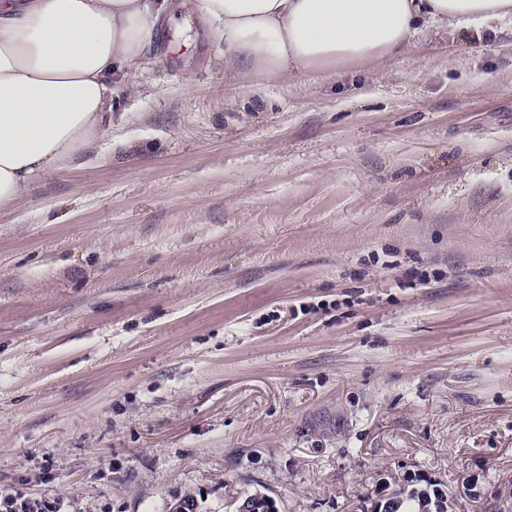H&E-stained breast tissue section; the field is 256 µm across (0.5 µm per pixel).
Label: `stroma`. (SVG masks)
I'll list each match as a JSON object with an SVG mask.
<instances>
[{"label":"stroma","mask_w":512,"mask_h":512,"mask_svg":"<svg viewBox=\"0 0 512 512\" xmlns=\"http://www.w3.org/2000/svg\"><path fill=\"white\" fill-rule=\"evenodd\" d=\"M139 79L0 209V512H512V32L241 88L169 0ZM437 484L430 483L425 487H417V484H413V481L407 479L405 483H395L391 488V491L388 493L390 498L397 500L398 502V510L392 512H420L422 507V501L424 500V492H420L422 489L429 490V496L435 498V489L433 487H437ZM444 500H440L437 497L434 499L433 505H430V500H426V504H424V509L428 512L439 511V504L443 505ZM447 502V501H446ZM451 506H455L454 499L452 496L448 494V502L447 505L444 504V508Z\"/></svg>","instance_id":"obj_1"}]
</instances>
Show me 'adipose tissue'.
<instances>
[{"label":"adipose tissue","mask_w":512,"mask_h":512,"mask_svg":"<svg viewBox=\"0 0 512 512\" xmlns=\"http://www.w3.org/2000/svg\"><path fill=\"white\" fill-rule=\"evenodd\" d=\"M224 42L232 82L302 69L376 67L425 26L512 21V0H196ZM167 0H0V207L62 168L109 125L114 86L135 76Z\"/></svg>","instance_id":"1"}]
</instances>
